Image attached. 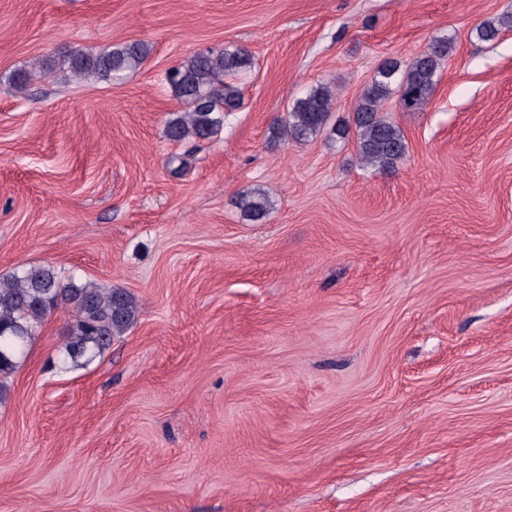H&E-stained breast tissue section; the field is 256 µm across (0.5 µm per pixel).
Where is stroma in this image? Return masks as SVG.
Here are the masks:
<instances>
[{
    "instance_id": "obj_1",
    "label": "stroma",
    "mask_w": 512,
    "mask_h": 512,
    "mask_svg": "<svg viewBox=\"0 0 512 512\" xmlns=\"http://www.w3.org/2000/svg\"><path fill=\"white\" fill-rule=\"evenodd\" d=\"M512 0H0V277L130 292L104 356L38 328L0 403V512H512ZM452 39L408 152L271 143L313 86L353 111L382 61ZM143 41L119 83L79 52ZM247 50L240 109L167 139L164 81ZM20 70L32 77L11 87ZM182 169H174V157ZM271 210L251 223L250 189ZM236 205L243 216L253 223L263 222L270 208L267 193L259 187L242 194L237 199Z\"/></svg>"
}]
</instances>
